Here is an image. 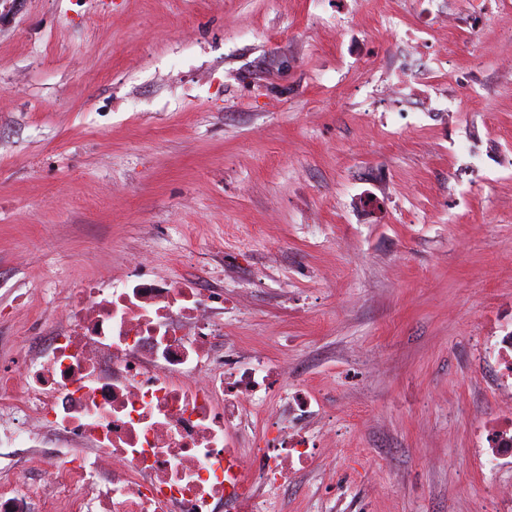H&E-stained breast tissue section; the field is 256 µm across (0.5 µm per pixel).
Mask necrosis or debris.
I'll list each match as a JSON object with an SVG mask.
<instances>
[{
  "label": "necrosis or debris",
  "mask_w": 512,
  "mask_h": 512,
  "mask_svg": "<svg viewBox=\"0 0 512 512\" xmlns=\"http://www.w3.org/2000/svg\"><path fill=\"white\" fill-rule=\"evenodd\" d=\"M247 303L142 265L76 289L20 389L0 379V447L59 446L56 475L0 492V512L48 506L65 483L76 512H271V491L324 454L305 426L324 412L300 388L277 401L285 362L224 347L222 310ZM492 354L505 383L477 455L490 472L512 462V335Z\"/></svg>",
  "instance_id": "obj_1"
}]
</instances>
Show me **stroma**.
<instances>
[{"label":"stroma","mask_w":512,"mask_h":512,"mask_svg":"<svg viewBox=\"0 0 512 512\" xmlns=\"http://www.w3.org/2000/svg\"><path fill=\"white\" fill-rule=\"evenodd\" d=\"M481 2L0 0V367L138 263L246 290L227 337L336 438L282 512H504L512 467L473 458L512 331V0ZM56 453L0 450V489Z\"/></svg>","instance_id":"35a3bbf8"}]
</instances>
